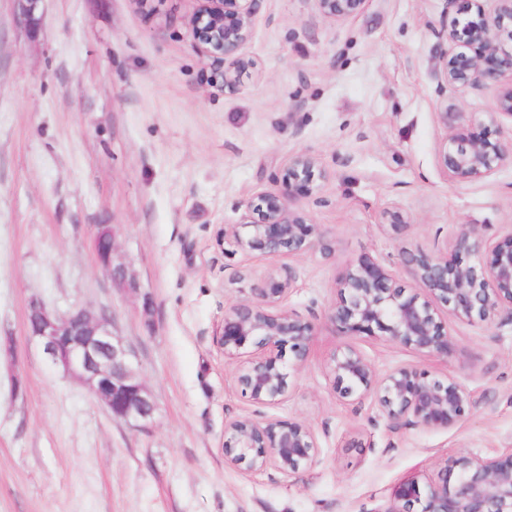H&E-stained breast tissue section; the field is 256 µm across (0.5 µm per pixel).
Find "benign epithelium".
<instances>
[{"label":"benign epithelium","instance_id":"7a95c632","mask_svg":"<svg viewBox=\"0 0 512 512\" xmlns=\"http://www.w3.org/2000/svg\"><path fill=\"white\" fill-rule=\"evenodd\" d=\"M25 25H39L43 0H14ZM189 19L201 54L219 68L221 87L234 91L241 77L257 62L242 52L252 37V17L260 0L244 8L239 0H196ZM320 15L336 20L355 15L365 0H315ZM475 14L447 26L448 43H469L471 55L445 52L437 78L462 94L483 85L497 87L492 122L512 118V0H494L488 12L475 0ZM445 129L440 163L445 175L462 182L486 177L512 164V140L490 141L463 132L465 112L457 102L443 103L438 112ZM327 178L319 160L298 152L281 171L280 188L245 204L244 223L224 228L223 238L243 250L270 255L301 254L321 243L318 225L308 222L298 205L295 187ZM249 229L243 236L240 228ZM454 248L477 256L492 255L490 263L454 264L422 250L404 251L401 262L416 288L397 285L371 259L348 267L337 282L338 301L327 319L349 337H385L424 356L448 357L457 350L444 318L471 322L494 321L502 313L512 318V237L496 242L476 224L462 226ZM99 265L115 287L135 291L136 281L122 264L114 263L115 232L101 224L93 240ZM269 288L254 289L255 299L224 310L220 345L227 355L241 358L237 382L242 393L261 405L288 398L289 373L283 364L289 353L293 364H303L315 336L314 323L278 308L292 279L268 274ZM28 336L44 360L64 376L80 381L119 421L148 424L156 410L149 389L140 380L132 350L114 335L112 318L84 307L60 313L40 299L28 309ZM252 350H247V347ZM333 389L340 399L361 403L375 397L391 427L431 430L457 427L476 405L473 393L454 378L440 380L412 365L378 377L373 365L352 344L336 349L328 363ZM320 454L311 426L276 418L242 416L224 431V460L248 472L273 467L287 476L313 465ZM384 512H512V453L484 457L462 453L439 464L434 475L421 482L406 480L393 491Z\"/></svg>","mask_w":512,"mask_h":512}]
</instances>
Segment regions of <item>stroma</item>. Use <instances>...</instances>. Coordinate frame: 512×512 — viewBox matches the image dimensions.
Segmentation results:
<instances>
[{"instance_id": "obj_1", "label": "stroma", "mask_w": 512, "mask_h": 512, "mask_svg": "<svg viewBox=\"0 0 512 512\" xmlns=\"http://www.w3.org/2000/svg\"><path fill=\"white\" fill-rule=\"evenodd\" d=\"M194 0H43L38 32L0 0V512H385L396 484L462 452L512 451V325L450 321L456 356L424 357L379 337L357 345L378 374L415 365L452 376L478 400L448 431L390 430L373 400H338L326 367L345 338L327 322L336 281L370 257L406 288L399 254L466 264L465 224L512 234V165L466 182L439 162L438 81L446 17L472 0H365L323 18L314 0H262L244 52L258 72L236 92L212 80L189 26ZM493 86L464 97L469 131L490 124ZM300 151L330 178L300 193L323 243L299 255L219 245L244 204L278 189ZM398 208L405 223L384 224ZM138 284L122 292L97 263L98 225ZM292 276L281 308L317 323L288 398L242 395L238 360L219 344L224 310L252 300L270 272ZM38 298L111 317L132 348L156 411L146 427L115 420L89 390L52 371L27 337ZM21 378L23 396L12 393ZM240 416L311 426L316 464L286 476L224 462V427Z\"/></svg>"}]
</instances>
